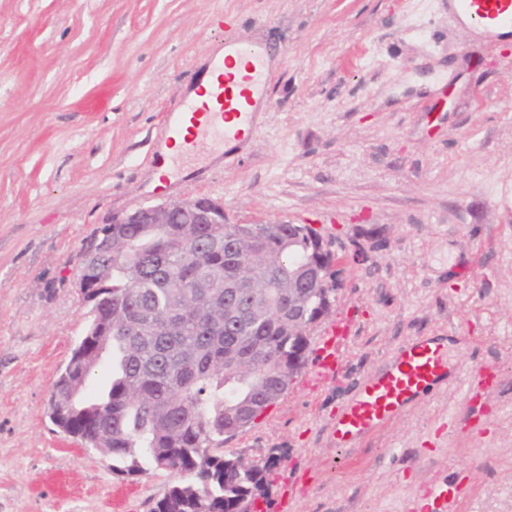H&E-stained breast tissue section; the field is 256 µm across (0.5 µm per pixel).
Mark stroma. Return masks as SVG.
<instances>
[{"label":"stroma","instance_id":"35a3bbf8","mask_svg":"<svg viewBox=\"0 0 512 512\" xmlns=\"http://www.w3.org/2000/svg\"><path fill=\"white\" fill-rule=\"evenodd\" d=\"M228 38L271 51L258 133L175 163L159 190L168 111ZM194 197L236 224L310 225L340 286L308 341L355 324L335 380L306 365L224 443L278 458L256 512H418L464 466L472 497L435 512H512V41L458 24L448 0H0V512H113L118 485L125 512H150L174 483L118 479L49 399L91 319L84 244L114 215ZM420 334L500 367L481 422L450 381L366 447H336V411Z\"/></svg>","mask_w":512,"mask_h":512}]
</instances>
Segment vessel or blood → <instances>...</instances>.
Masks as SVG:
<instances>
[{
  "label": "vessel or blood",
  "mask_w": 512,
  "mask_h": 512,
  "mask_svg": "<svg viewBox=\"0 0 512 512\" xmlns=\"http://www.w3.org/2000/svg\"><path fill=\"white\" fill-rule=\"evenodd\" d=\"M448 12L459 23L500 40L512 36V0H448ZM267 48L240 39L224 42V55L213 67L208 90L196 98L174 102L163 128L166 140L180 144L188 159L210 140H252L257 128L251 117L264 105L268 93ZM349 322L325 329L320 336L314 364L322 377L339 371L351 338ZM448 346L438 336H417L401 344L388 361L364 378L355 396L333 418L332 437L340 448H353L372 438L407 409L420 402L443 380L460 376L466 404L496 386L499 368L481 366L461 374L450 363ZM471 490L462 483L434 487L435 500L455 503L467 500Z\"/></svg>",
  "instance_id": "1"
}]
</instances>
